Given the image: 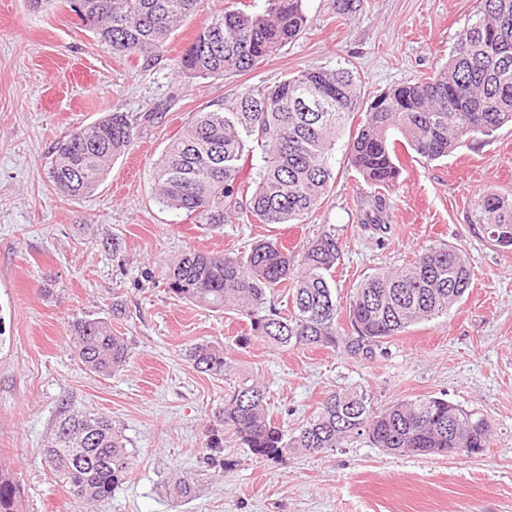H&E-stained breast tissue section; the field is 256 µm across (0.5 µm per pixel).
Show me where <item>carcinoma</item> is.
I'll use <instances>...</instances> for the list:
<instances>
[{
	"instance_id": "obj_1",
	"label": "carcinoma",
	"mask_w": 512,
	"mask_h": 512,
	"mask_svg": "<svg viewBox=\"0 0 512 512\" xmlns=\"http://www.w3.org/2000/svg\"><path fill=\"white\" fill-rule=\"evenodd\" d=\"M198 2L69 0V8L100 42L148 66ZM307 23L302 0H266L261 12L226 6L198 29L176 70L188 79L247 72L294 40ZM360 97L352 70L311 67L192 113L153 166L157 202L213 228L231 219L304 222L330 192L336 135L358 110ZM509 123L512 0H479L438 70L374 97L351 137L350 165L382 189L401 174L397 147L431 163ZM135 124L129 113L114 112L59 140L49 168L58 192H94L112 159L132 144ZM256 151L260 165L245 181L244 169ZM385 210V199L375 196L365 223L381 226ZM473 227L487 238L495 230L512 232V197L479 195ZM340 257L338 239L326 228L298 257L276 238L260 239L245 253L190 251L167 267V290L179 300L235 312L250 329L238 338L241 345L253 337L279 348L342 344L349 354L367 357L409 327L448 315L471 284L465 253L446 244L429 248L354 289L348 314L355 335L344 336L331 284ZM288 279L291 309L283 313L270 294ZM72 337L75 355L91 372L110 374L127 362L126 338L112 332L104 318L75 319ZM189 360L210 375L230 370L224 348L209 342L191 348ZM267 398L265 385L244 378L224 397L217 416L224 431L257 459L318 453L363 435L375 447L399 453L474 455L488 448L487 419L440 397L401 400L378 412L361 388L333 391L292 435L271 422ZM45 455L54 479L87 504L112 498L132 468V453L112 421L75 409L55 425ZM20 498V483L0 472V512H18Z\"/></svg>"
}]
</instances>
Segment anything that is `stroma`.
Wrapping results in <instances>:
<instances>
[{
    "instance_id": "35a3bbf8",
    "label": "stroma",
    "mask_w": 512,
    "mask_h": 512,
    "mask_svg": "<svg viewBox=\"0 0 512 512\" xmlns=\"http://www.w3.org/2000/svg\"><path fill=\"white\" fill-rule=\"evenodd\" d=\"M227 3L200 0L144 68L84 30L66 0L45 12L0 0V468L21 484L19 512H512V252L471 227L478 195H512L511 125L429 165L401 154L402 172L384 191L383 232L361 222L375 191L348 163L349 127L332 151L329 195L300 224L210 231L159 204L151 180L187 118L232 93L311 66L346 67L368 99L436 70L477 0H353L343 14L336 0H303L307 27L271 59L231 76H177L174 60ZM116 111L137 121L132 146L95 192L61 196L48 175L55 144ZM326 226L341 245L332 286L342 328L363 279L434 245L468 256L472 284L447 316L385 340L368 358L241 345L243 319L167 291L163 269L186 252L237 253L274 237L298 250ZM85 316L110 319L126 336L122 369L98 375L75 357L70 323ZM203 341L223 345L234 375L193 368L187 351ZM242 373L266 385L271 419L291 432L326 395L358 387L379 410L446 398L483 414L490 442L471 457L395 455L360 436L317 454L257 460L228 437L206 454L214 414ZM70 409L111 418L133 453L124 483L94 507L55 482L43 452ZM182 476L193 487L187 498L170 492Z\"/></svg>"
}]
</instances>
